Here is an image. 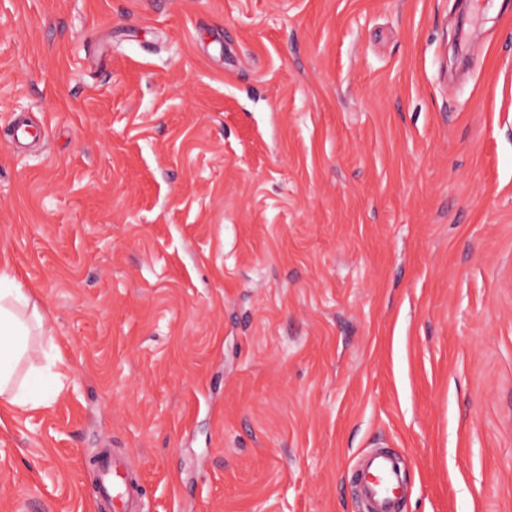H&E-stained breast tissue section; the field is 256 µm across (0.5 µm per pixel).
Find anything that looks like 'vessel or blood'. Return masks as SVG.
I'll use <instances>...</instances> for the list:
<instances>
[{"instance_id": "obj_1", "label": "vessel or blood", "mask_w": 512, "mask_h": 512, "mask_svg": "<svg viewBox=\"0 0 512 512\" xmlns=\"http://www.w3.org/2000/svg\"><path fill=\"white\" fill-rule=\"evenodd\" d=\"M99 497L109 503L112 512H137L139 483L125 471L122 461L110 454H102L99 463ZM401 468L396 458L380 451L362 458L356 472L367 512H400Z\"/></svg>"}]
</instances>
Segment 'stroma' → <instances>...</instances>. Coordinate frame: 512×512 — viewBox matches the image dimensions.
Returning <instances> with one entry per match:
<instances>
[{
    "label": "stroma",
    "instance_id": "stroma-1",
    "mask_svg": "<svg viewBox=\"0 0 512 512\" xmlns=\"http://www.w3.org/2000/svg\"><path fill=\"white\" fill-rule=\"evenodd\" d=\"M0 0V270L62 349L0 512H512V0ZM42 138L14 139L16 121ZM367 512H400L402 472L396 458L389 452H375L362 458L356 472ZM99 497L112 505L113 512H136L139 500V483L125 471L122 461L109 453L101 455Z\"/></svg>",
    "mask_w": 512,
    "mask_h": 512
}]
</instances>
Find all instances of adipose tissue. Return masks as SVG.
I'll return each instance as SVG.
<instances>
[{
	"label": "adipose tissue",
	"mask_w": 512,
	"mask_h": 512,
	"mask_svg": "<svg viewBox=\"0 0 512 512\" xmlns=\"http://www.w3.org/2000/svg\"><path fill=\"white\" fill-rule=\"evenodd\" d=\"M38 332L46 345H53L52 331L33 295L13 287L8 274L0 273V404L26 409L50 405L47 396L35 394L32 381L16 383L20 360L28 352L31 332Z\"/></svg>",
	"instance_id": "adipose-tissue-1"
}]
</instances>
